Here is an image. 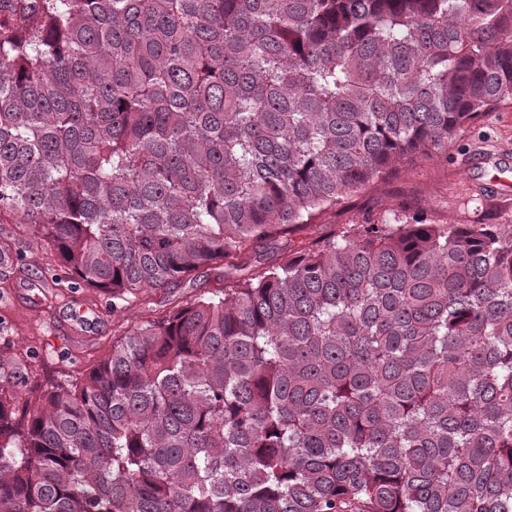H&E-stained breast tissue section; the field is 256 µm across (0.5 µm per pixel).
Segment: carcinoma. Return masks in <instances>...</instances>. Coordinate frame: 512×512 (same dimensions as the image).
<instances>
[{"mask_svg": "<svg viewBox=\"0 0 512 512\" xmlns=\"http://www.w3.org/2000/svg\"><path fill=\"white\" fill-rule=\"evenodd\" d=\"M512 102V0H0V211L67 287L223 266L20 397L0 512H512V230L300 228Z\"/></svg>", "mask_w": 512, "mask_h": 512, "instance_id": "cac0c4a2", "label": "carcinoma"}]
</instances>
